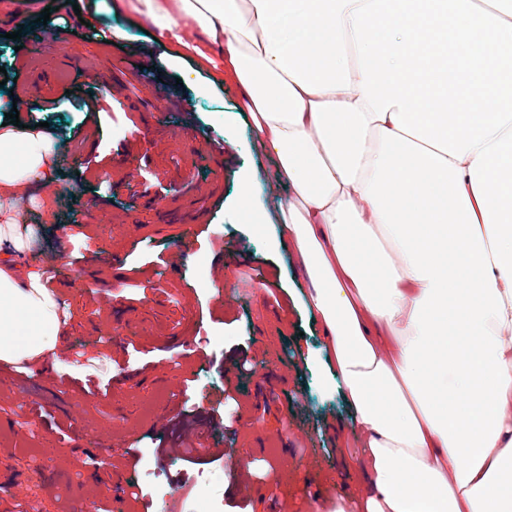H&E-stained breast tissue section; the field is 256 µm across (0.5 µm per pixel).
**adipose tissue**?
<instances>
[{
	"instance_id": "obj_1",
	"label": "adipose tissue",
	"mask_w": 512,
	"mask_h": 512,
	"mask_svg": "<svg viewBox=\"0 0 512 512\" xmlns=\"http://www.w3.org/2000/svg\"><path fill=\"white\" fill-rule=\"evenodd\" d=\"M163 58L233 82L361 439V504L512 512V5L506 0H124ZM51 138L0 126V363L68 326L16 204Z\"/></svg>"
}]
</instances>
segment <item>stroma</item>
<instances>
[{
    "instance_id": "obj_1",
    "label": "stroma",
    "mask_w": 512,
    "mask_h": 512,
    "mask_svg": "<svg viewBox=\"0 0 512 512\" xmlns=\"http://www.w3.org/2000/svg\"><path fill=\"white\" fill-rule=\"evenodd\" d=\"M119 2L41 0L22 27L0 9V67L21 118L48 123L71 192L21 203L39 228L25 259L46 268L72 318L54 370L0 367V512H186L195 500L310 512L354 457L303 278L260 221L291 190L268 192L276 160L253 148L231 82L158 64L153 24ZM45 8L55 39L34 55ZM90 70L107 83L88 82ZM151 112L164 113L167 144L153 145ZM219 279L251 291L217 297ZM243 354L248 375L233 366ZM145 466L164 502L105 492L115 468L133 485Z\"/></svg>"
}]
</instances>
